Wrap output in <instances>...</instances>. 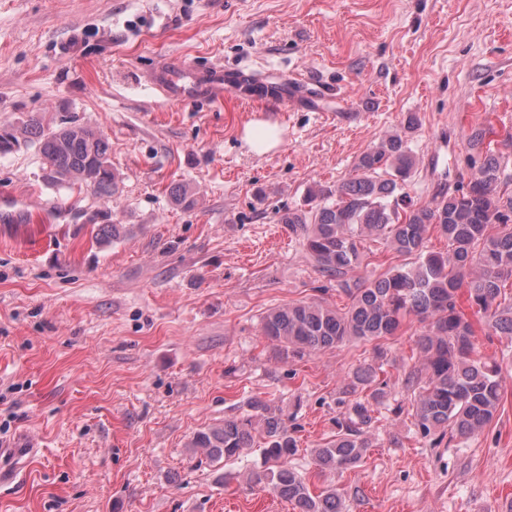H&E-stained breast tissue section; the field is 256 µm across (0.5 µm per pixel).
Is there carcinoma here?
<instances>
[{"label":"carcinoma","instance_id":"carcinoma-1","mask_svg":"<svg viewBox=\"0 0 512 512\" xmlns=\"http://www.w3.org/2000/svg\"><path fill=\"white\" fill-rule=\"evenodd\" d=\"M415 128L411 115L401 131L358 157L352 177L334 188H309V208L283 212L281 223L302 238L314 267L336 282L348 303L270 308L261 318V331L288 357L370 343L382 359L383 342L396 338L406 320L416 319L422 330L404 378L411 416L422 437L452 445L489 426L502 402V365L475 347V327L461 309L459 290L466 287V302L481 316L487 337H512V191L500 189L505 157L488 149L465 186L433 205H416L406 192L418 165L408 143ZM22 133L38 146L47 182L90 186L99 197L115 192L109 142L100 131L37 112ZM432 232L447 241L446 251L427 250ZM119 234L118 224H98L94 238L106 244ZM367 240L413 261H391L379 275L351 280L349 273L368 259ZM380 372L382 364L367 363L342 378L339 403L345 412L336 420V438L314 450L317 472L363 463L373 447L374 406L392 395ZM248 406L250 412L196 432L190 448L213 463L235 462L260 436L264 468L251 472L250 482L268 488L295 512H342L336 488L317 490L290 466L298 446L284 429L281 411L258 397Z\"/></svg>","mask_w":512,"mask_h":512}]
</instances>
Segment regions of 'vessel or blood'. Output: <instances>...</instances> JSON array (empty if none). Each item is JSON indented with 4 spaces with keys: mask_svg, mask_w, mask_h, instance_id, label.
<instances>
[{
    "mask_svg": "<svg viewBox=\"0 0 512 512\" xmlns=\"http://www.w3.org/2000/svg\"><path fill=\"white\" fill-rule=\"evenodd\" d=\"M247 75V70L223 67H212L192 74L185 69L163 64L153 72L151 84L163 99L169 102H181L203 96L220 103L223 102L225 95L231 94L239 99L248 96L253 100L283 108L291 106L292 101L287 93L260 81L255 82L251 93H244L242 83Z\"/></svg>",
    "mask_w": 512,
    "mask_h": 512,
    "instance_id": "b4317fda",
    "label": "vessel or blood"
}]
</instances>
